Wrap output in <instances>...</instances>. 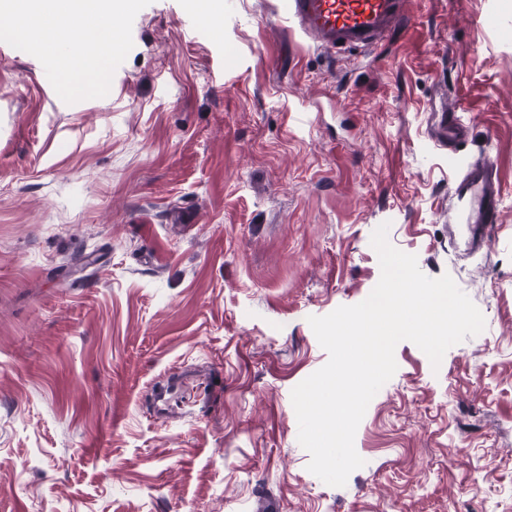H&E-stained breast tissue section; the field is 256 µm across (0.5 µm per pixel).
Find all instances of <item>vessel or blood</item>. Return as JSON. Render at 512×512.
<instances>
[{"label":"vessel or blood","mask_w":512,"mask_h":512,"mask_svg":"<svg viewBox=\"0 0 512 512\" xmlns=\"http://www.w3.org/2000/svg\"><path fill=\"white\" fill-rule=\"evenodd\" d=\"M281 10L295 31L333 52L375 48L411 18L410 0H281ZM432 125L449 160L463 164L467 134L457 107L433 113ZM465 166L454 189L456 220L465 225L471 250L480 251L489 247L500 215L498 178L489 163Z\"/></svg>","instance_id":"1"}]
</instances>
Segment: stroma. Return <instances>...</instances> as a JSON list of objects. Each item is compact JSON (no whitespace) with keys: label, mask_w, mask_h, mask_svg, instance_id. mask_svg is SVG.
Instances as JSON below:
<instances>
[{"label":"stroma","mask_w":512,"mask_h":512,"mask_svg":"<svg viewBox=\"0 0 512 512\" xmlns=\"http://www.w3.org/2000/svg\"><path fill=\"white\" fill-rule=\"evenodd\" d=\"M330 53L277 0H152L109 94L63 102L0 42V512H512V0H412ZM490 162L489 250L454 224L430 114ZM450 274L486 327L413 343L345 486L310 473L293 388L308 319L365 300L373 231Z\"/></svg>","instance_id":"obj_1"}]
</instances>
